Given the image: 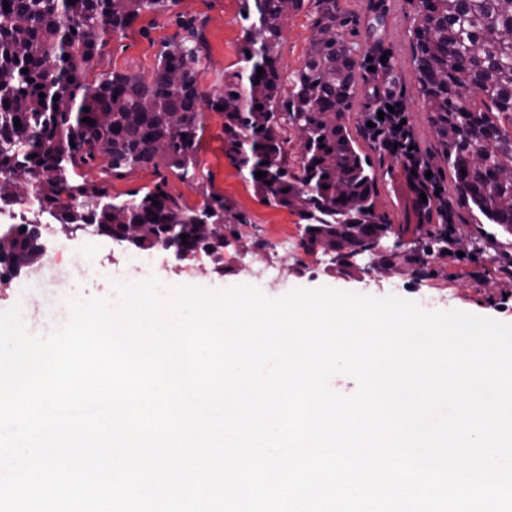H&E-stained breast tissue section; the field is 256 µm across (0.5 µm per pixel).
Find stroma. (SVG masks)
I'll return each instance as SVG.
<instances>
[{"label": "stroma", "mask_w": 512, "mask_h": 512, "mask_svg": "<svg viewBox=\"0 0 512 512\" xmlns=\"http://www.w3.org/2000/svg\"><path fill=\"white\" fill-rule=\"evenodd\" d=\"M341 7L354 11L357 24L347 35L358 42L371 58L370 70L358 80L356 97L345 116L349 131L361 127L375 109L374 87L389 81L395 99L402 104L414 139L421 150L432 152L431 164L441 167L437 158V139L429 125L424 100L416 90L417 81L412 60L409 29L416 13L415 0H340ZM242 0H179L176 13L197 18L205 23V57L201 62L198 83L201 90H220L227 72L235 70L239 60L243 26L239 13ZM312 5L289 16L278 50L279 69L283 77L300 70L307 56L312 35ZM174 15L142 14L123 34L114 36L105 53L88 71V79L115 71L132 76H150L157 65L162 46L174 40L179 27ZM360 151L368 155L376 175L375 207L387 214L391 233L401 238L405 248L421 244L427 230L436 228L440 216L419 215L415 195L399 156L379 148L372 141L357 138ZM198 167L195 180L182 179L169 168L139 167L112 180L113 202L128 199L131 192L162 188L179 203L190 208L201 207L205 191L224 195L248 218L238 225V237L225 252L222 269L199 273L194 265L167 251V264L154 265V253L121 246L111 238L85 230L62 233L55 242L57 261H39L21 268L16 283L0 288V311L26 298L30 316L28 324L43 323V304L55 296L76 298L114 295L113 281H137L156 277L162 283L193 284L218 289L235 284H256L253 272L262 265L264 254L255 252V237L277 243L282 237L300 238L296 215L260 202L245 176L224 155V117L207 113L205 132L196 149ZM440 196L454 202L456 240L454 254L434 258L423 274H415L401 259L384 263L379 258L354 259L350 274L331 269L323 249L308 252L303 248L276 252L282 266L283 280L268 284L269 292L280 295L303 287L329 286L374 297L390 294L424 303L429 295L446 296V309L481 315L512 324V310L501 309L504 296H512V277L505 273L512 267V233L498 231L496 239L478 232L479 213L456 204L457 192L451 174L440 181Z\"/></svg>", "instance_id": "35a3bbf8"}]
</instances>
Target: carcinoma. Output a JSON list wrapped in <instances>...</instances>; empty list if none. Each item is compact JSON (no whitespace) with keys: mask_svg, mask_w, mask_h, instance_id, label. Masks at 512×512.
<instances>
[{"mask_svg":"<svg viewBox=\"0 0 512 512\" xmlns=\"http://www.w3.org/2000/svg\"><path fill=\"white\" fill-rule=\"evenodd\" d=\"M178 2L0 0V199L20 197L24 187L38 198L40 213L58 223L76 230L92 225L142 250L169 245L174 224L177 234L188 235L185 242L176 238L177 254L204 249L219 264L236 225L248 223L224 196L207 192L201 208L188 209L157 186L116 205L107 183L73 177L103 156L107 177L162 163L186 178L196 169L194 152L211 111L224 115L229 161L262 201L291 211L305 226L301 246L313 251L338 244L342 254L331 261L341 266L362 255L386 263L399 256L398 244H388L389 220L375 208L372 165L344 123L363 66L358 44L345 35L356 15L339 0H313L307 60L287 81L278 49L288 15L306 0H243L247 26L238 67L224 74L218 92L199 88L202 26L180 14L183 35L163 46L150 77L107 72L86 79L113 36L141 14L166 13ZM409 37L418 92L459 202L511 231L512 0H418ZM288 126L300 141L295 167L281 136ZM18 169L27 172V182L13 179ZM257 171L266 176L255 177ZM63 194L80 206L57 208ZM36 236L18 227L0 232V262L37 260ZM445 244L431 235L404 260L421 266Z\"/></svg>","mask_w":512,"mask_h":512,"instance_id":"carcinoma-1","label":"carcinoma"}]
</instances>
